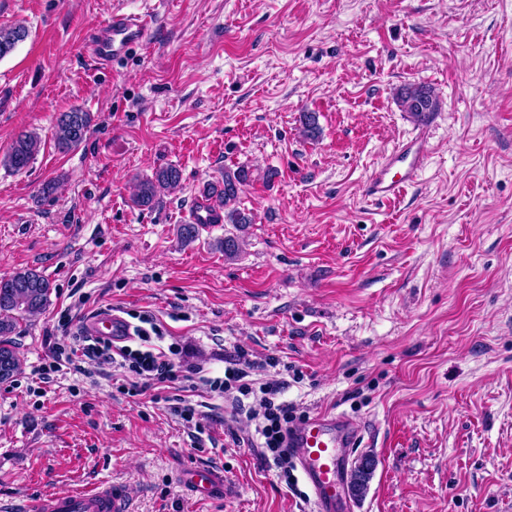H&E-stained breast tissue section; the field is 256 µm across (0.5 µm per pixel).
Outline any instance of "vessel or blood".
Returning <instances> with one entry per match:
<instances>
[{
	"label": "vessel or blood",
	"mask_w": 512,
	"mask_h": 512,
	"mask_svg": "<svg viewBox=\"0 0 512 512\" xmlns=\"http://www.w3.org/2000/svg\"><path fill=\"white\" fill-rule=\"evenodd\" d=\"M153 14L114 12L88 35L89 56L101 67L110 66L133 47L143 44L153 27ZM429 126L387 153L365 181V196L388 201L416 184L428 158ZM92 335L124 341L130 328L123 318L105 311L89 325ZM360 435L351 420L333 413L321 414L292 427L288 451L296 456L308 481L316 512H346L342 488V450L354 445ZM180 482L199 500H215L225 494L224 471L218 467H185ZM16 512H129L126 491L116 484H97L80 490L58 491L19 503Z\"/></svg>",
	"instance_id": "b4317fda"
}]
</instances>
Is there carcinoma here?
<instances>
[{
    "label": "carcinoma",
    "instance_id": "carcinoma-1",
    "mask_svg": "<svg viewBox=\"0 0 512 512\" xmlns=\"http://www.w3.org/2000/svg\"><path fill=\"white\" fill-rule=\"evenodd\" d=\"M28 37L26 27L21 24L0 26V59L10 54L16 46ZM399 105L416 120L424 121L438 110L439 101L432 88L410 85L402 89ZM94 121V116L79 107L60 115L55 127L54 139L62 151L79 147L85 140ZM41 148V138L33 132L20 133L4 157V165L15 171L29 166ZM250 168L239 166L224 170V178L208 182L200 190L201 200L224 213V223L234 227L235 232L224 236L219 249L227 259H236L243 252V238L240 232L253 223L251 213L237 206L242 188L251 181ZM182 182V170L170 164L154 169L151 173L137 177L135 192L131 198L132 207L153 211L164 203L166 193L177 189ZM200 233V225L187 222L178 225L180 241L189 245ZM52 283L48 277L35 269H23L11 276L0 279V351L16 354L11 336L16 334L19 317L23 314H37L50 303Z\"/></svg>",
    "mask_w": 512,
    "mask_h": 512
}]
</instances>
